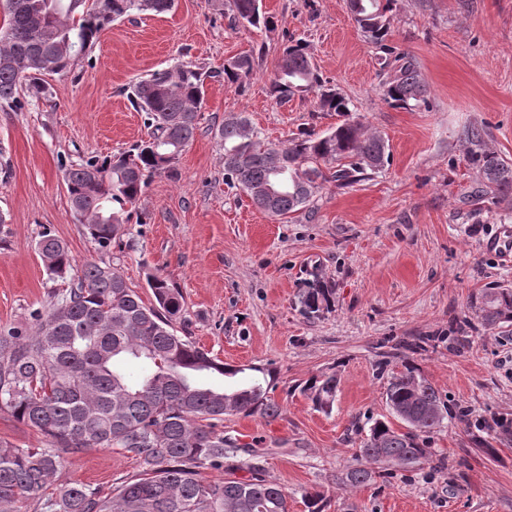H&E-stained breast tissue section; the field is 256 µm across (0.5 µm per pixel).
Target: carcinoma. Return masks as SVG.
Masks as SVG:
<instances>
[{"label":"carcinoma","instance_id":"cac0c4a2","mask_svg":"<svg viewBox=\"0 0 512 512\" xmlns=\"http://www.w3.org/2000/svg\"><path fill=\"white\" fill-rule=\"evenodd\" d=\"M394 0H346L360 15L358 27L386 54L382 68L393 74L381 84L383 100L404 109L430 106L429 90L416 61L389 55L386 44ZM174 0H5L7 23L0 27V105L14 110L27 94H51L45 77L70 68L112 23L136 12L157 14ZM232 21L273 29L262 0H226ZM255 57L248 53L207 72L191 61L157 70L130 86L127 99L145 113L151 128L142 140L119 155L93 156L63 168L70 206L85 234L100 250L124 234L130 222L126 206L135 204L149 178L177 173L182 152L193 140L209 78L244 87ZM277 102L314 92L321 112L340 122L322 134L302 131L285 142L264 141L240 113H232L215 132L224 151V180L251 199L265 187L279 195L272 215L286 216L307 206L326 183L349 187L365 172L382 169L388 146L367 135L354 120L351 101L321 77L309 46L293 41L283 49L270 83ZM481 174L478 198L488 192L512 193V164L486 149L472 152ZM53 280L69 282L34 330L0 334V411L36 430L44 448L0 446V512H288V492L258 476L259 467L239 460L234 469L248 479H209L203 471L224 470V460L242 450L238 439L219 428L224 416L259 414L275 419L280 405L271 397V373L243 376L245 369L224 364L179 333L183 299L160 273L146 286L154 303L147 305L111 264L88 261L71 277L73 258L67 245L45 231L37 242ZM333 289L316 279L299 297L307 319L331 309ZM483 323L512 321V289L485 288L476 297ZM126 361L144 367L139 376L118 369ZM238 378L228 388L224 378ZM336 374L308 379L301 392L324 413L336 401ZM386 403L392 416L404 410L415 420L399 432L386 419L370 425L346 479L354 488L373 481L374 465H412L426 461L430 449L419 434H430L447 419L448 408L413 367L390 377ZM89 448L118 449L133 455L140 473L103 494L76 483L57 485L64 459L59 450L78 454Z\"/></svg>","mask_w":512,"mask_h":512}]
</instances>
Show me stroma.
I'll list each match as a JSON object with an SVG mask.
<instances>
[{
    "instance_id": "obj_1",
    "label": "stroma",
    "mask_w": 512,
    "mask_h": 512,
    "mask_svg": "<svg viewBox=\"0 0 512 512\" xmlns=\"http://www.w3.org/2000/svg\"><path fill=\"white\" fill-rule=\"evenodd\" d=\"M262 3L273 31L232 22L223 0H174L167 13L115 21L70 72L50 77L49 98L20 112L0 107V334L30 324L62 290L36 249L51 232L74 267L112 264L145 303L146 274L159 270L179 287L199 346L232 366L272 370L280 415H230L224 432L250 444V461L285 487L289 512H307L303 496L314 491L325 512H512V434L489 427L512 418V322L486 326L469 307L482 289L512 288V261L483 247L512 227V194L475 198L468 138L479 130L483 148L512 163V0H396L388 43L415 58L427 110L382 99L381 52L345 0ZM297 39L391 159L351 187L325 185L309 208L281 219L225 184L214 134L232 111L276 143L336 125L315 94L282 105L269 91L278 57ZM257 48L263 56L245 87L206 82L177 177L153 176L128 235L97 250L71 210L62 169L147 139L126 87L181 59L218 68ZM316 277L333 288V307L308 320L298 298ZM408 364L448 409L424 440L433 460L381 465L369 485L352 488L345 474L360 432L389 417L387 382ZM321 373L338 379L328 415L300 392ZM138 472L131 455L92 448L67 455L58 481L106 494Z\"/></svg>"
}]
</instances>
